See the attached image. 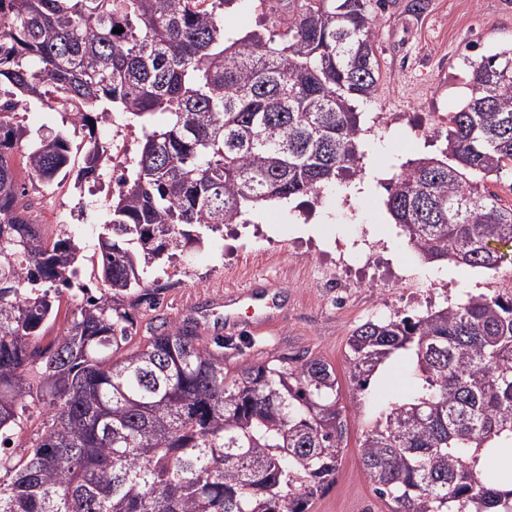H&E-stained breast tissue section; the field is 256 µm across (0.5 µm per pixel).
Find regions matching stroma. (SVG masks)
<instances>
[{
    "label": "stroma",
    "instance_id": "stroma-1",
    "mask_svg": "<svg viewBox=\"0 0 512 512\" xmlns=\"http://www.w3.org/2000/svg\"><path fill=\"white\" fill-rule=\"evenodd\" d=\"M411 2L374 0L369 6L380 79L374 98L359 106L366 133L361 166L392 176L409 160L439 154L444 119L462 107L457 91L471 82V61L512 46V0H421L419 11ZM99 133L121 145L124 159L136 157L143 142L140 124L120 116L100 123ZM27 191L44 237L64 230L85 245L107 219L113 184L106 180L78 194L68 179L48 198L40 187ZM386 198L381 181L359 195L331 187L284 207L259 208L250 223L205 232L202 244L167 263L157 307L134 311L137 334L164 321L194 320L203 342L223 341L231 370L246 357L319 355L335 367L342 403L351 405L347 342L358 325L396 312L421 315L512 277L509 264L494 272L425 262L392 223ZM336 273L352 284L341 306L319 286ZM249 284L277 292L272 317L257 326L245 314L239 324L226 325L225 302ZM367 422L366 413H349L336 480L315 500L313 512H389L359 461Z\"/></svg>",
    "mask_w": 512,
    "mask_h": 512
}]
</instances>
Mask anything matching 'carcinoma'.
Returning <instances> with one entry per match:
<instances>
[{
  "instance_id": "cac0c4a2",
  "label": "carcinoma",
  "mask_w": 512,
  "mask_h": 512,
  "mask_svg": "<svg viewBox=\"0 0 512 512\" xmlns=\"http://www.w3.org/2000/svg\"><path fill=\"white\" fill-rule=\"evenodd\" d=\"M232 2L0 0V512H312L333 484L347 418L325 358L268 355L230 377L224 343L186 321L138 338L130 313L155 302V261L360 172L357 104L380 76L367 0H254L263 28L229 39ZM472 68L441 157L401 165L385 204L424 259L497 270L512 206L485 182L512 169V48ZM33 101L85 133L78 188L112 162L98 120L149 118L94 245L98 296L74 284L82 248L45 240L16 172L24 141L44 191L70 164L67 134L32 141L17 121ZM74 286L70 322L44 342ZM401 354L415 388L373 399L359 447L376 493L390 512H512V489L477 469L512 440V293L359 325L356 393ZM35 415L37 438L13 447Z\"/></svg>"
}]
</instances>
